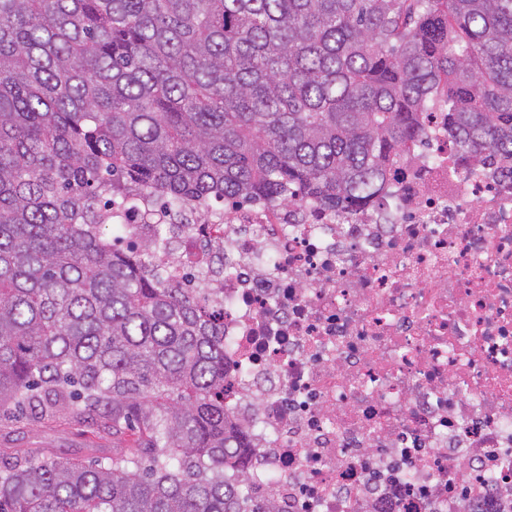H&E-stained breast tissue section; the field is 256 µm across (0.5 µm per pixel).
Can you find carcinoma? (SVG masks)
Wrapping results in <instances>:
<instances>
[{"mask_svg":"<svg viewBox=\"0 0 512 512\" xmlns=\"http://www.w3.org/2000/svg\"><path fill=\"white\" fill-rule=\"evenodd\" d=\"M433 100L467 158L512 157V0H0V411L98 415L144 447L85 467L0 454V512H281L224 470V336L165 285L129 203L362 210Z\"/></svg>","mask_w":512,"mask_h":512,"instance_id":"1","label":"carcinoma"}]
</instances>
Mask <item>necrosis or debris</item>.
<instances>
[{"instance_id": "4bbe7bcc", "label": "necrosis or debris", "mask_w": 512, "mask_h": 512, "mask_svg": "<svg viewBox=\"0 0 512 512\" xmlns=\"http://www.w3.org/2000/svg\"><path fill=\"white\" fill-rule=\"evenodd\" d=\"M181 288L221 272L243 486L286 512H512V168L426 115L375 206L182 212Z\"/></svg>"}]
</instances>
